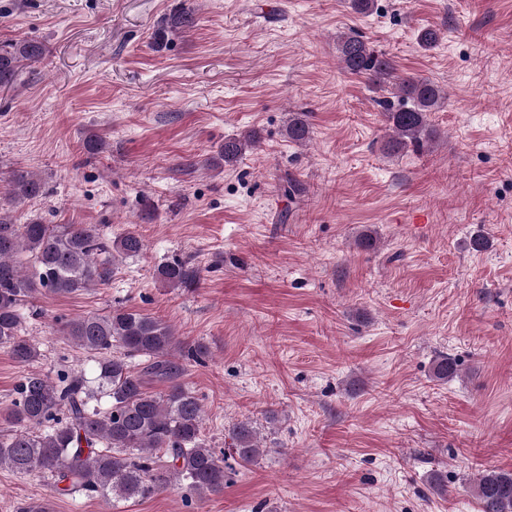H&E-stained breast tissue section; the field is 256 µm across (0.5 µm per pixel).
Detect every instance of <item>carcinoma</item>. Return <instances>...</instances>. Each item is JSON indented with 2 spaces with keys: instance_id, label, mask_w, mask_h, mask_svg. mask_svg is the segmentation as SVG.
<instances>
[{
  "instance_id": "cac0c4a2",
  "label": "carcinoma",
  "mask_w": 512,
  "mask_h": 512,
  "mask_svg": "<svg viewBox=\"0 0 512 512\" xmlns=\"http://www.w3.org/2000/svg\"><path fill=\"white\" fill-rule=\"evenodd\" d=\"M195 22L194 9L174 11L155 32L154 45L161 48L168 33L188 30ZM336 51L344 71L390 89L378 101L391 131L387 152L397 154L410 145L424 148L434 137L428 116L442 107L447 94L427 79L398 76L393 60L357 32L339 35ZM44 53V45L34 39L1 41L0 87L15 85L23 69ZM286 132L289 140L306 142L310 127L305 114L291 116ZM256 143L254 134L224 139V164L238 161ZM8 180L12 205L44 194L42 180L32 173L13 171ZM143 249V239L133 231L113 241L119 255L134 256ZM106 250L93 224H45L38 219L16 224L0 200V345L16 361L29 363L37 356L36 346L20 335L23 302L42 292H81L105 280L109 268L97 255ZM157 275L169 288L190 287L197 278L180 261L159 266ZM66 335L98 357V374L90 380L62 373L52 381L37 371L27 373L15 389L14 433L0 438V468L21 475L44 473L59 496L112 503L150 498L177 486L203 500L224 491L232 464L247 466L262 454L251 421L235 422L228 429L229 458L218 456L202 439L204 407L183 377L184 357L201 359L207 354L205 345L185 351L172 326L124 308L75 318ZM135 357L144 358L145 366L133 365ZM456 374L457 363L448 356L434 366L439 380ZM149 381L164 390H148ZM475 493L480 512H512V472H483Z\"/></svg>"
}]
</instances>
